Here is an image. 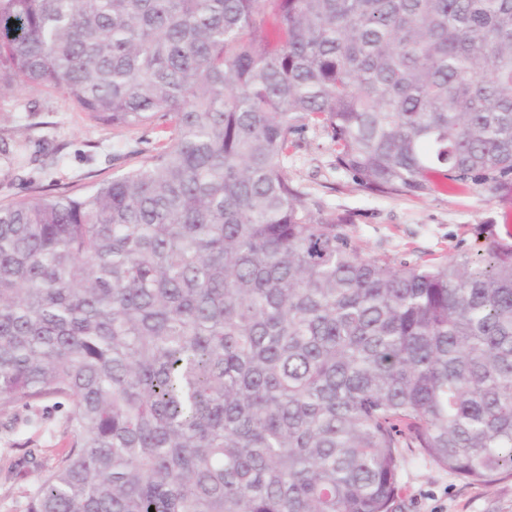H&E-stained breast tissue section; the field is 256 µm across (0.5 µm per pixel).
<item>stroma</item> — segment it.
Wrapping results in <instances>:
<instances>
[{"instance_id":"obj_1","label":"stroma","mask_w":512,"mask_h":512,"mask_svg":"<svg viewBox=\"0 0 512 512\" xmlns=\"http://www.w3.org/2000/svg\"><path fill=\"white\" fill-rule=\"evenodd\" d=\"M162 137L156 126L115 128L88 119L62 97L35 89L0 96V138L17 157L0 163V203L35 197L37 188H82L129 168ZM288 173L309 203L335 216L367 255L393 265L437 263L476 252L486 237L512 246V186L499 192L449 187L430 194L385 197L338 169L327 133L308 125L293 137ZM68 406L47 399L0 413V512H26V494L73 447ZM402 512H512V478L476 482L448 473L402 449Z\"/></svg>"}]
</instances>
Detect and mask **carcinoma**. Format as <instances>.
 <instances>
[{"label":"carcinoma","mask_w":512,"mask_h":512,"mask_svg":"<svg viewBox=\"0 0 512 512\" xmlns=\"http://www.w3.org/2000/svg\"><path fill=\"white\" fill-rule=\"evenodd\" d=\"M31 87L170 130L0 203V411L75 437L27 512H397L401 448L512 477V247L364 256L286 166L312 121L372 192L509 184L512 0H0Z\"/></svg>","instance_id":"obj_1"}]
</instances>
